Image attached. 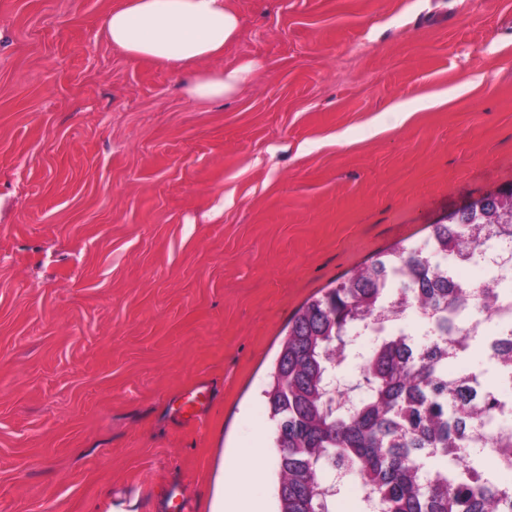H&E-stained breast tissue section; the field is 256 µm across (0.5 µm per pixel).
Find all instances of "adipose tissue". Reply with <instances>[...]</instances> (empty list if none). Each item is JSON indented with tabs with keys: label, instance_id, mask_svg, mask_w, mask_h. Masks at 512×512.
<instances>
[{
	"label": "adipose tissue",
	"instance_id": "obj_1",
	"mask_svg": "<svg viewBox=\"0 0 512 512\" xmlns=\"http://www.w3.org/2000/svg\"><path fill=\"white\" fill-rule=\"evenodd\" d=\"M241 18L230 0H120L105 20V35L133 61L193 71L187 93L200 101L238 91L251 64L205 69L240 35Z\"/></svg>",
	"mask_w": 512,
	"mask_h": 512
}]
</instances>
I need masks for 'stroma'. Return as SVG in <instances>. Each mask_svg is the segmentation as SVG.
Wrapping results in <instances>:
<instances>
[{"instance_id":"obj_1","label":"stroma","mask_w":512,"mask_h":512,"mask_svg":"<svg viewBox=\"0 0 512 512\" xmlns=\"http://www.w3.org/2000/svg\"><path fill=\"white\" fill-rule=\"evenodd\" d=\"M118 2L0 0V512H274L289 321L512 187V0H231L210 102ZM260 502L230 495L224 506V460L221 467V477L216 506L212 512H264Z\"/></svg>"}]
</instances>
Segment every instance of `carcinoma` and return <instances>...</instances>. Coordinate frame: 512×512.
<instances>
[{
  "label": "carcinoma",
  "mask_w": 512,
  "mask_h": 512,
  "mask_svg": "<svg viewBox=\"0 0 512 512\" xmlns=\"http://www.w3.org/2000/svg\"><path fill=\"white\" fill-rule=\"evenodd\" d=\"M484 195L431 225L439 258L478 244L489 234L512 240V224H487L495 206ZM512 304V288H463L448 268L399 246L380 255L294 316L265 398L276 423V512H331L341 485L323 478L327 466L356 477L363 512H512V487L477 463L475 434L501 407L498 390L476 375H448V362L472 340L454 341L471 308ZM419 308L438 339L416 347L386 326L393 315ZM383 333L362 357L359 376L336 385L349 358L353 330ZM498 386L512 379V332L495 337ZM512 469V426L488 440Z\"/></svg>",
  "instance_id": "obj_1"
}]
</instances>
